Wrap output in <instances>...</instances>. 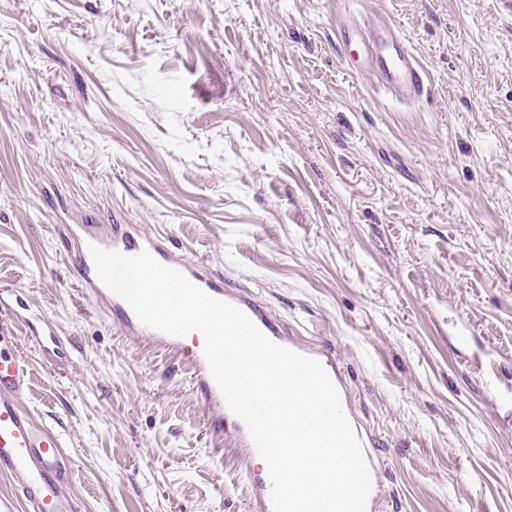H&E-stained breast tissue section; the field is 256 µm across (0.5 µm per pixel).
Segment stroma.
Masks as SVG:
<instances>
[{
  "instance_id": "stroma-1",
  "label": "stroma",
  "mask_w": 512,
  "mask_h": 512,
  "mask_svg": "<svg viewBox=\"0 0 512 512\" xmlns=\"http://www.w3.org/2000/svg\"><path fill=\"white\" fill-rule=\"evenodd\" d=\"M385 16L426 93L348 70ZM133 224L330 355L376 512H512V0H0V290L47 319L21 399L80 512H255L183 353L79 288L65 224ZM471 335L474 366L453 340Z\"/></svg>"
}]
</instances>
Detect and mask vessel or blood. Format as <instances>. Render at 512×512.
Here are the masks:
<instances>
[{
  "label": "vessel or blood",
  "instance_id": "obj_1",
  "mask_svg": "<svg viewBox=\"0 0 512 512\" xmlns=\"http://www.w3.org/2000/svg\"><path fill=\"white\" fill-rule=\"evenodd\" d=\"M341 42L349 64L364 65L396 98L413 100L424 93L422 69L392 21L381 18L343 25ZM67 230L76 243L72 260L79 273L81 288L93 294L110 311L120 329L149 337L159 345L187 354L195 367L193 383L202 395L213 422L222 423L229 408L203 350L188 348L186 337L171 336L143 325L130 306L99 279L91 247L116 251L125 256L148 251L161 264L182 272L211 297L242 310L271 341L318 360L335 387H342L343 382L329 355L288 339L261 306L225 289L222 276L172 258L156 238L144 235L127 224L111 225L105 234L85 232L78 224L68 225ZM14 323V314L0 317V473L13 478L25 512H80L78 502L64 491L72 468L59 437L36 425L19 404L28 387L30 373L17 352Z\"/></svg>",
  "mask_w": 512,
  "mask_h": 512
}]
</instances>
